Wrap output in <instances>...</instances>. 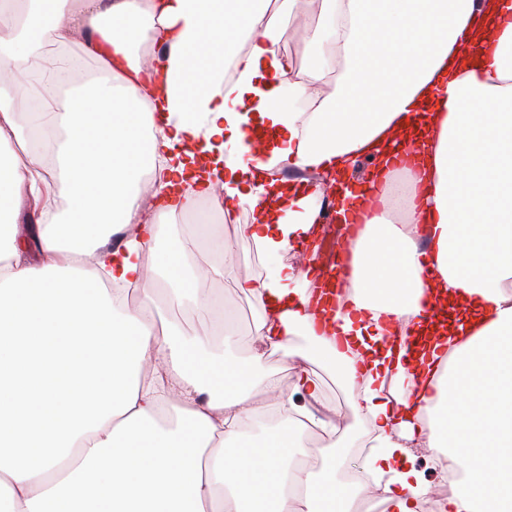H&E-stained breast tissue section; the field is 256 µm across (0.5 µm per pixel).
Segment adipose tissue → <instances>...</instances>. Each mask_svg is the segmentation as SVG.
I'll return each instance as SVG.
<instances>
[{
	"label": "adipose tissue",
	"mask_w": 512,
	"mask_h": 512,
	"mask_svg": "<svg viewBox=\"0 0 512 512\" xmlns=\"http://www.w3.org/2000/svg\"><path fill=\"white\" fill-rule=\"evenodd\" d=\"M362 163L380 196L327 326L310 266L243 276L158 247L220 190L260 254L304 251L323 187L272 208L274 171ZM190 262L257 300L247 360ZM160 283L190 295L194 332L150 311ZM270 351L295 381L266 371L258 401ZM319 365L372 426L384 512H512V0H0V512H359L344 428L311 417L320 464L299 451ZM419 443L452 465L448 498L405 466Z\"/></svg>",
	"instance_id": "1"
}]
</instances>
